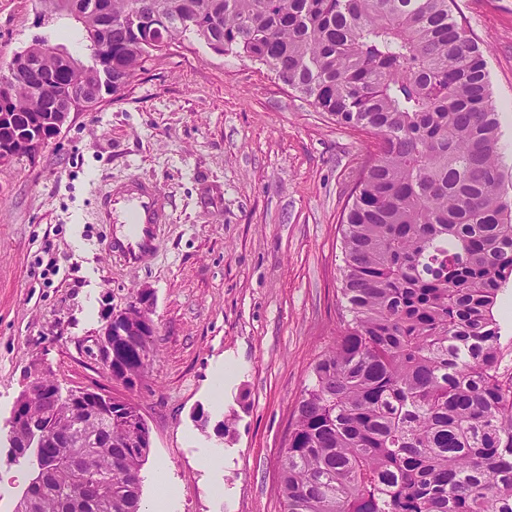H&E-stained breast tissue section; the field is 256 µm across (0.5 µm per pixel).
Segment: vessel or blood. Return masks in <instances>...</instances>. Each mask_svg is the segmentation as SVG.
Listing matches in <instances>:
<instances>
[{
  "label": "vessel or blood",
  "instance_id": "obj_1",
  "mask_svg": "<svg viewBox=\"0 0 512 512\" xmlns=\"http://www.w3.org/2000/svg\"><path fill=\"white\" fill-rule=\"evenodd\" d=\"M169 220L157 187L147 180L131 178L112 185L99 200L98 221L110 227L104 247L132 266L157 252L161 227Z\"/></svg>",
  "mask_w": 512,
  "mask_h": 512
}]
</instances>
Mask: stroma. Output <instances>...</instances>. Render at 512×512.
Masks as SVG:
<instances>
[{
  "mask_svg": "<svg viewBox=\"0 0 512 512\" xmlns=\"http://www.w3.org/2000/svg\"><path fill=\"white\" fill-rule=\"evenodd\" d=\"M486 56L502 140L512 145V0H457ZM41 0H0V58L38 35L79 49ZM377 140L336 125L266 66L194 38L154 53L126 88L70 113L32 159L0 165V425L35 374L106 387L148 424L141 475L165 465L171 512H281L288 430L312 368L336 340L341 213ZM139 176L169 224L132 268L101 247L99 192ZM154 295L149 376L111 382L96 340L140 289ZM234 360L215 400L212 377ZM227 465L204 470L209 451Z\"/></svg>",
  "mask_w": 512,
  "mask_h": 512,
  "instance_id": "1",
  "label": "stroma"
}]
</instances>
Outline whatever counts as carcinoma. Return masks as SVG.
Instances as JSON below:
<instances>
[{"label": "carcinoma", "mask_w": 512, "mask_h": 512, "mask_svg": "<svg viewBox=\"0 0 512 512\" xmlns=\"http://www.w3.org/2000/svg\"><path fill=\"white\" fill-rule=\"evenodd\" d=\"M84 55L37 36L0 74V149L91 112L192 34L267 66L341 127L378 138L344 206L340 328L313 367L280 467L282 512H512V368L494 314L512 284V166L485 50L456 0H45ZM112 366L139 371L137 345ZM44 447L6 431L33 477L15 512H140L150 449L71 398ZM110 485L105 495L99 484Z\"/></svg>", "instance_id": "carcinoma-1"}]
</instances>
